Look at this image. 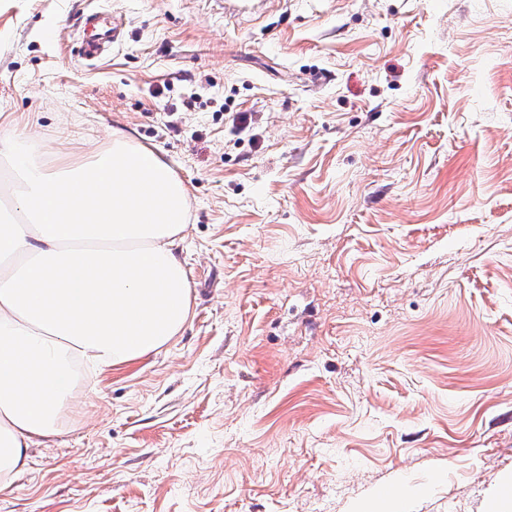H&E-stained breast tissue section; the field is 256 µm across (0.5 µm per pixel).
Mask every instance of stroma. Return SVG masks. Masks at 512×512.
<instances>
[{
    "label": "stroma",
    "instance_id": "35a3bbf8",
    "mask_svg": "<svg viewBox=\"0 0 512 512\" xmlns=\"http://www.w3.org/2000/svg\"><path fill=\"white\" fill-rule=\"evenodd\" d=\"M108 7L124 37L71 52ZM0 132L188 185L192 311L0 512H492L512 479V0H0Z\"/></svg>",
    "mask_w": 512,
    "mask_h": 512
}]
</instances>
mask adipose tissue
<instances>
[{
  "instance_id": "obj_1",
  "label": "adipose tissue",
  "mask_w": 512,
  "mask_h": 512,
  "mask_svg": "<svg viewBox=\"0 0 512 512\" xmlns=\"http://www.w3.org/2000/svg\"><path fill=\"white\" fill-rule=\"evenodd\" d=\"M14 175L0 220V495L30 450L61 433L76 402L73 366L100 369L160 351L187 325L192 294L178 254L186 183L122 131L53 166L31 137L0 139Z\"/></svg>"
}]
</instances>
